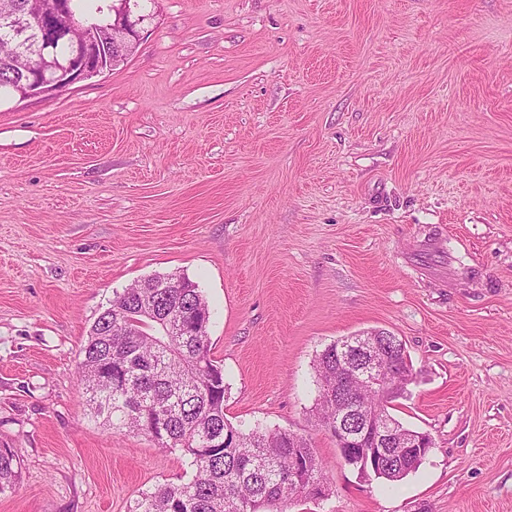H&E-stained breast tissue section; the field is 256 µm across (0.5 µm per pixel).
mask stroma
I'll return each mask as SVG.
<instances>
[{
	"instance_id": "obj_1",
	"label": "stroma",
	"mask_w": 512,
	"mask_h": 512,
	"mask_svg": "<svg viewBox=\"0 0 512 512\" xmlns=\"http://www.w3.org/2000/svg\"><path fill=\"white\" fill-rule=\"evenodd\" d=\"M136 51L0 93V512H128L192 476L92 417L79 351L116 293L196 282L233 424L303 436L331 494L287 512H512V0H149ZM442 257H413L425 239ZM398 336L402 481L313 416L336 340ZM402 457V466L395 467L394 464L385 463L377 478H381L389 482H398L409 474L417 471L423 462V460L418 458L416 455L409 456L403 453Z\"/></svg>"
}]
</instances>
